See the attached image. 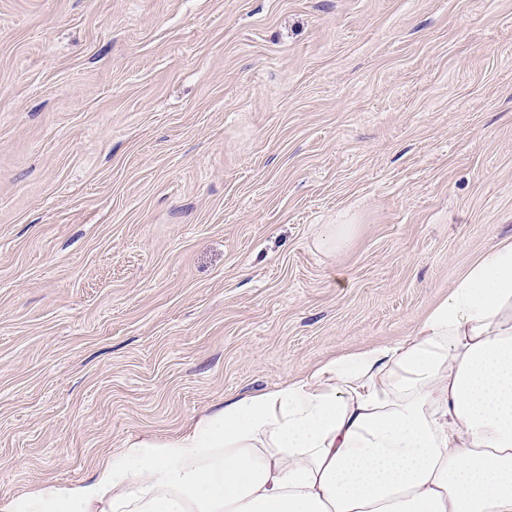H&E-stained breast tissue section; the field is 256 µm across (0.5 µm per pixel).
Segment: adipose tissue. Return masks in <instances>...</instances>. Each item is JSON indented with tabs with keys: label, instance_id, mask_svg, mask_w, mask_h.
I'll list each match as a JSON object with an SVG mask.
<instances>
[{
	"label": "adipose tissue",
	"instance_id": "obj_1",
	"mask_svg": "<svg viewBox=\"0 0 512 512\" xmlns=\"http://www.w3.org/2000/svg\"><path fill=\"white\" fill-rule=\"evenodd\" d=\"M5 512H512V243L412 336L225 401Z\"/></svg>",
	"mask_w": 512,
	"mask_h": 512
}]
</instances>
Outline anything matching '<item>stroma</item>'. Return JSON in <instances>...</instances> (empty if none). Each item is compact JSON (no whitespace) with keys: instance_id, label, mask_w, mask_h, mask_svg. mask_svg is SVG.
<instances>
[{"instance_id":"1","label":"stroma","mask_w":512,"mask_h":512,"mask_svg":"<svg viewBox=\"0 0 512 512\" xmlns=\"http://www.w3.org/2000/svg\"><path fill=\"white\" fill-rule=\"evenodd\" d=\"M504 241L512 0H0V506L404 340Z\"/></svg>"}]
</instances>
